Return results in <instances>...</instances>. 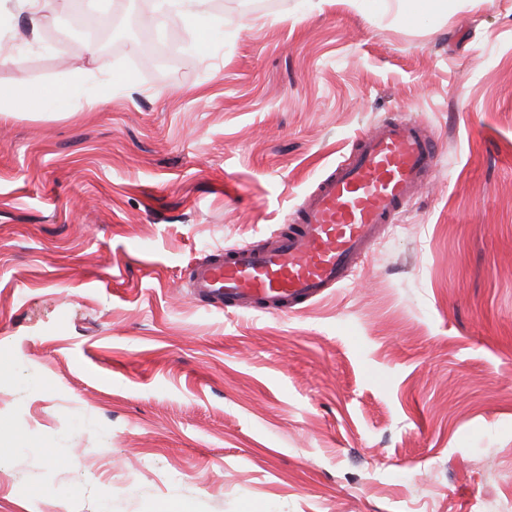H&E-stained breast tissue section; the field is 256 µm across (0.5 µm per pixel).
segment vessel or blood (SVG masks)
I'll use <instances>...</instances> for the list:
<instances>
[{
  "label": "vessel or blood",
  "instance_id": "obj_1",
  "mask_svg": "<svg viewBox=\"0 0 512 512\" xmlns=\"http://www.w3.org/2000/svg\"><path fill=\"white\" fill-rule=\"evenodd\" d=\"M438 151L419 121L383 122L360 135L350 161L304 198L288 231L264 247L208 256L190 270V288L199 301L261 312L313 303L356 276L371 243L429 182Z\"/></svg>",
  "mask_w": 512,
  "mask_h": 512
}]
</instances>
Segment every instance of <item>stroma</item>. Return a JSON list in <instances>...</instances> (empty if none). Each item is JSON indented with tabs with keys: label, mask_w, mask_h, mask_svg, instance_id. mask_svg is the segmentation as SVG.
Wrapping results in <instances>:
<instances>
[{
	"label": "stroma",
	"mask_w": 512,
	"mask_h": 512,
	"mask_svg": "<svg viewBox=\"0 0 512 512\" xmlns=\"http://www.w3.org/2000/svg\"><path fill=\"white\" fill-rule=\"evenodd\" d=\"M136 24L90 54L71 14ZM0 0V512H512V0ZM392 117L439 143L354 282L207 306Z\"/></svg>",
	"instance_id": "stroma-1"
}]
</instances>
